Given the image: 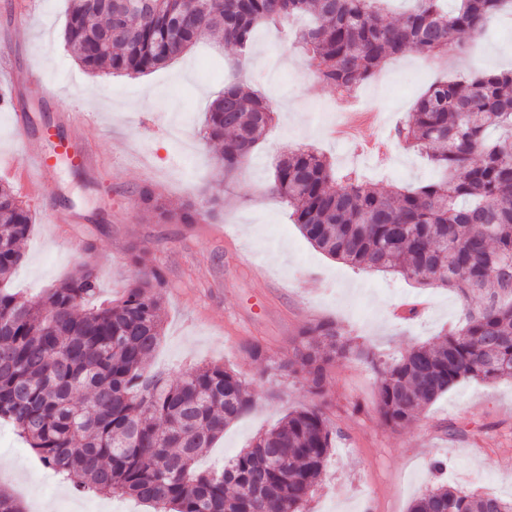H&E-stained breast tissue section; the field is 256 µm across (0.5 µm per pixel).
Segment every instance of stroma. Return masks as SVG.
Here are the masks:
<instances>
[{
    "instance_id": "35a3bbf8",
    "label": "stroma",
    "mask_w": 512,
    "mask_h": 512,
    "mask_svg": "<svg viewBox=\"0 0 512 512\" xmlns=\"http://www.w3.org/2000/svg\"><path fill=\"white\" fill-rule=\"evenodd\" d=\"M21 0H0V87L26 105L29 133L51 127L71 135L67 115L81 111V130L97 162L79 168L58 159L54 178L34 215L25 259L11 286L38 298L75 267L95 268L99 297L121 296L134 272L131 249L163 265V336L149 362L166 375L201 362L236 369L252 383L253 410L230 425L215 448L200 459L208 468L246 447L288 411L311 396L302 379L278 383L241 354L244 339L260 342L283 359L304 326L329 321L365 351L390 361L406 350L438 341L457 324L462 298L455 291L423 288L397 273L358 269L314 248L301 234L286 203L269 187L277 160L288 150L311 147L337 167L355 168L378 188L420 185L433 178L427 156L391 149L387 159L363 158V142H389L422 91L435 79L512 69V17L492 21L485 38L453 60L410 53L389 59L350 98L383 115L376 125L356 117V136L336 138L344 122L338 98L320 83L305 56L287 49L290 28L262 26L257 56L240 58L230 47L201 41L166 66L130 78L90 73L68 49L64 31L70 0H37L32 19L15 18ZM34 66L43 77L38 95L11 89L8 66ZM240 66L247 85L270 98L275 119L265 140L235 175L220 215L194 224L146 218L138 191L157 190L167 208L204 206L203 189L222 179L199 128L224 77ZM31 149L13 112L0 107V180L24 168ZM416 306L418 318L400 319ZM326 413L339 431L323 478L305 512H409L431 483L512 499V381H463L423 410L407 427L387 426L377 411L378 383L371 366L350 356L331 363L323 382ZM445 460L443 474L431 473ZM0 487L25 512H151L133 500L76 490L44 468L35 453L0 423Z\"/></svg>"
}]
</instances>
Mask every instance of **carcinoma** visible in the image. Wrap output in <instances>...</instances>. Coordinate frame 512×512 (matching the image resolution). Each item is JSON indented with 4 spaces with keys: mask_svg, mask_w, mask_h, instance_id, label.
I'll use <instances>...</instances> for the list:
<instances>
[{
    "mask_svg": "<svg viewBox=\"0 0 512 512\" xmlns=\"http://www.w3.org/2000/svg\"><path fill=\"white\" fill-rule=\"evenodd\" d=\"M455 2L450 9L447 3ZM65 40L89 72L136 77L187 52L198 40L233 45L242 55L261 25L310 18L292 47L325 86L343 92L406 53L446 55L481 38L512 0H412L388 20L387 0H70ZM274 120L269 101L238 77L205 114L203 137L219 147L224 180L209 211ZM425 152L441 176L415 187L378 189L354 170L338 173L321 153L289 150L271 191L317 249L354 267L393 271L463 298L462 324L393 363L374 357L378 409L392 427L462 380H512V70L436 80L394 132ZM143 215L195 224L188 203L166 208L150 187ZM30 209L0 183V420L10 423L44 466L80 478L85 492L127 495L153 512H303L322 480L336 433L325 412L328 364L364 351L332 322L304 327L287 359L258 342L241 351L270 378L304 380L312 403L295 408L219 471L196 462L224 429L254 406L250 384L232 367L206 364L175 377L148 370L162 336L165 268L132 255V280L118 301L88 309L97 291L81 265L37 301L7 288L24 261ZM512 512V500L426 489L410 512Z\"/></svg>",
    "mask_w": 512,
    "mask_h": 512,
    "instance_id": "cac0c4a2",
    "label": "carcinoma"
}]
</instances>
